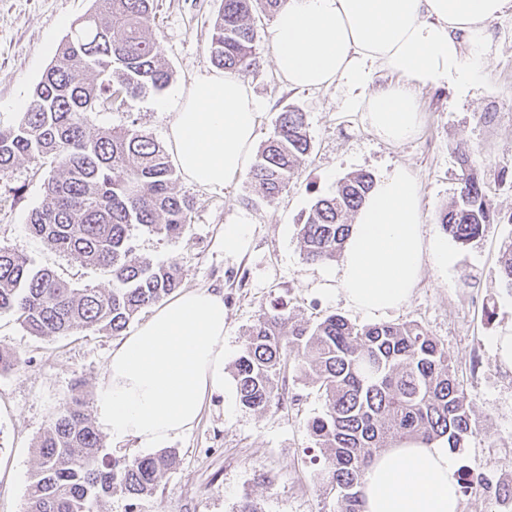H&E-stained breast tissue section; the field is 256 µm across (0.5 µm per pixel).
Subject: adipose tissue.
Wrapping results in <instances>:
<instances>
[{
	"mask_svg": "<svg viewBox=\"0 0 512 512\" xmlns=\"http://www.w3.org/2000/svg\"><path fill=\"white\" fill-rule=\"evenodd\" d=\"M511 9L512 0H288L274 21L275 68L293 88L346 85V108L397 145L422 128L417 87L484 79L489 24ZM377 70L391 80L372 90ZM259 110L239 76L197 75L168 131L183 177L216 190L243 174ZM428 256L442 267L455 260L444 241H425L418 184L394 167L360 206L336 279L351 307L382 314L409 300ZM224 318L223 293L189 289L123 338L95 403L113 440L153 447L196 425L206 398L224 390ZM457 475L441 442L386 449L366 472L364 512H460Z\"/></svg>",
	"mask_w": 512,
	"mask_h": 512,
	"instance_id": "adipose-tissue-1",
	"label": "adipose tissue"
}]
</instances>
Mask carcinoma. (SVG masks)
Masks as SVG:
<instances>
[{
    "label": "carcinoma",
    "mask_w": 512,
    "mask_h": 512,
    "mask_svg": "<svg viewBox=\"0 0 512 512\" xmlns=\"http://www.w3.org/2000/svg\"><path fill=\"white\" fill-rule=\"evenodd\" d=\"M286 0H221L208 47L215 68L236 74L255 63V18L272 17ZM155 0H95V9L70 35L33 90L18 122L0 128V180L19 160L49 164L48 202L29 215V230L51 250L103 269L112 288H76L55 270L0 246V315L10 314L44 339L98 328L122 333L134 317L180 288L176 263L138 254L136 232L179 239L191 224L194 202L177 190L167 150L133 126L87 131L91 112H111L126 96L161 90L171 80L160 43L149 33ZM310 152L306 115L287 106L265 141L249 178L276 199ZM463 173L456 196L440 214L451 238L467 245L501 216L486 200L468 149H459ZM374 185L364 172L341 179L334 194L317 199L300 224L299 242L310 263L342 255L353 218ZM498 277L512 293V240ZM325 401L307 422L323 456V483L336 493L338 512H363L362 485L375 455L402 442L444 441L462 448L473 433L468 396L448 353L416 322L358 327L339 314L316 323L294 320L288 309L264 310L249 329L232 376L240 403L254 411L284 404L279 391L288 356ZM21 357L0 343V373ZM83 383L37 442L36 469L25 512H99L114 496L138 500L154 493L162 475L179 465L163 449L134 458L101 456L103 442L87 413ZM459 488L476 484L512 497V484L489 482L468 470Z\"/></svg>",
    "instance_id": "cac0c4a2"
}]
</instances>
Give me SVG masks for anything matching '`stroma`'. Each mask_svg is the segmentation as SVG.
<instances>
[{
  "instance_id": "1",
  "label": "stroma",
  "mask_w": 512,
  "mask_h": 512,
  "mask_svg": "<svg viewBox=\"0 0 512 512\" xmlns=\"http://www.w3.org/2000/svg\"><path fill=\"white\" fill-rule=\"evenodd\" d=\"M219 7L220 0H156L152 33L172 71L170 83L127 97L119 110L91 113L89 131L133 123L167 143L176 92L213 70L208 47ZM94 8V0H0V127L15 124L72 24ZM255 26L256 63L244 79L261 105L256 140L272 134L284 106H295L307 116L309 157L288 190L272 201L243 175L216 191L179 180L180 193L195 202L186 236L139 235V253L178 264L182 289L223 291L228 367L261 308L277 303L310 322L336 313L358 326L419 323L444 346L468 394L473 433L455 451L461 467L498 482L512 480V367L499 360L492 343L500 332L512 331V295L497 277L499 251L512 237V224L505 221L512 215V12L490 25L483 81L469 88H420L421 133L398 146L381 142L361 112L344 110L346 87L288 89L275 71L273 21L262 17ZM464 145L503 223L490 225L469 245H454L452 267L426 262L400 308L376 316L350 307L338 289L336 262L310 264L301 253L299 226L312 204L333 194L348 174L367 172L378 179L402 165L419 185L425 236H443L439 216L459 187L458 149ZM49 176V166L24 160L9 183L0 182V245L51 267L75 287L111 288L107 271L59 255L29 232L28 215L46 202ZM239 222L251 228L249 246L242 255H226L224 227ZM0 342L23 360L19 369L0 374V512H24L36 442L75 380L84 381L88 402H95L118 339L83 329L48 341L4 314ZM226 386L225 394L206 401L190 431L168 440L180 463L163 475L156 491L133 505L112 497L100 512H237L245 499L262 512H336V496L318 477L317 450L307 431L308 421L324 409L317 386L287 366L289 399L264 412L240 404L234 381Z\"/></svg>"
}]
</instances>
